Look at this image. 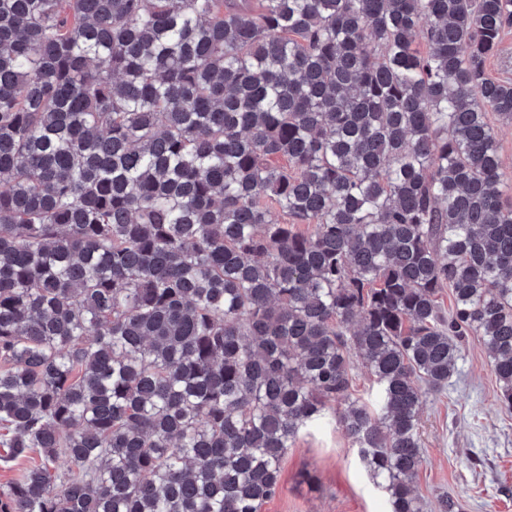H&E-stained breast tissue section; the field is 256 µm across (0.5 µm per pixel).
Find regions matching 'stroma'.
I'll return each mask as SVG.
<instances>
[{"instance_id": "obj_1", "label": "stroma", "mask_w": 512, "mask_h": 512, "mask_svg": "<svg viewBox=\"0 0 512 512\" xmlns=\"http://www.w3.org/2000/svg\"><path fill=\"white\" fill-rule=\"evenodd\" d=\"M499 394L482 342L468 337L447 388L421 412L424 464L415 487L427 512H439L444 496L464 512H512V412ZM263 512H387V503L343 430L320 423L299 433Z\"/></svg>"}]
</instances>
